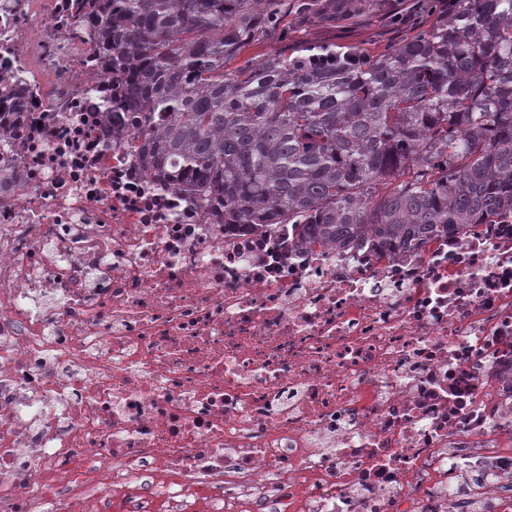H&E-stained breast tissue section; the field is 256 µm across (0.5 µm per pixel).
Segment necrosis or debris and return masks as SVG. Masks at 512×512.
Returning a JSON list of instances; mask_svg holds the SVG:
<instances>
[{
    "instance_id": "obj_1",
    "label": "necrosis or debris",
    "mask_w": 512,
    "mask_h": 512,
    "mask_svg": "<svg viewBox=\"0 0 512 512\" xmlns=\"http://www.w3.org/2000/svg\"><path fill=\"white\" fill-rule=\"evenodd\" d=\"M0 512H503L512 213L228 232L146 170L64 0H0Z\"/></svg>"
}]
</instances>
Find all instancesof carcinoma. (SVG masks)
Returning <instances> with one entry per match:
<instances>
[{
	"label": "carcinoma",
	"instance_id": "obj_1",
	"mask_svg": "<svg viewBox=\"0 0 512 512\" xmlns=\"http://www.w3.org/2000/svg\"><path fill=\"white\" fill-rule=\"evenodd\" d=\"M163 183L224 227L377 257L512 211V0L423 3L379 51L283 47L288 0H68Z\"/></svg>",
	"mask_w": 512,
	"mask_h": 512
}]
</instances>
